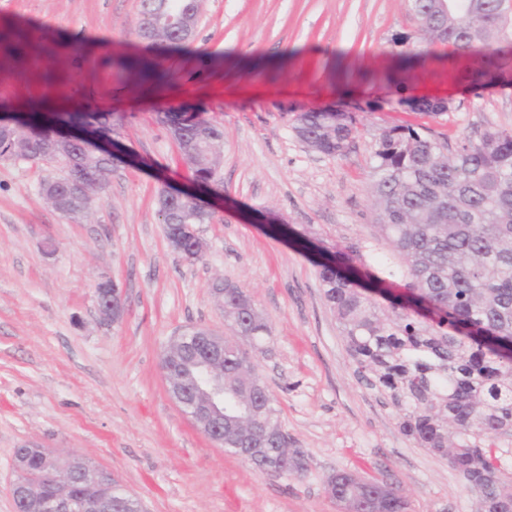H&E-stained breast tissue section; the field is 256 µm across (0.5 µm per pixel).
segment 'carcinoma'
Here are the masks:
<instances>
[{
    "instance_id": "1",
    "label": "carcinoma",
    "mask_w": 512,
    "mask_h": 512,
    "mask_svg": "<svg viewBox=\"0 0 512 512\" xmlns=\"http://www.w3.org/2000/svg\"><path fill=\"white\" fill-rule=\"evenodd\" d=\"M457 8L437 19L429 0H412L421 30L439 43L469 55L470 81L498 83L499 45L512 38V19L503 0H456ZM199 0H140L139 35L162 54L186 40L173 24L198 16ZM414 112L438 115L444 101L410 99ZM14 121L0 117V160L35 161L61 138L56 127L105 128L103 112H41L38 105ZM182 161L200 183L220 179L221 124L186 112L162 116ZM296 136L328 156L345 154L357 133L352 112L313 108L299 114ZM409 125L384 130L375 140L372 192L377 207L376 240L389 253L376 256L386 277L371 269L363 246L319 251L316 265L323 296L342 326L347 351L357 367L374 375V386L406 410L401 427L422 448L448 459L470 485L483 512H512V481L496 475L489 448L512 436V132L486 130L461 141L455 152ZM69 178L47 176L45 199L72 218L86 214L102 181L112 171V153L71 145ZM159 214L170 245L187 261L201 257L196 237L182 226L210 220L190 194L161 193ZM400 278L404 293L382 284ZM224 301L232 335L224 338V449L262 473L280 476L307 469V456L288 447L269 390L239 341L256 344L270 327L250 298L229 283L214 286ZM15 460L28 486L17 512H42L53 496L77 490L108 494L116 512H135L130 494L116 483L94 479L79 456L62 467L71 490L51 482L57 465L37 448L22 446ZM326 489L343 512H407L398 486L355 472L330 476Z\"/></svg>"
}]
</instances>
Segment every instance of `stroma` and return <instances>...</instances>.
I'll list each match as a JSON object with an SVG mask.
<instances>
[{
  "instance_id": "35a3bbf8",
  "label": "stroma",
  "mask_w": 512,
  "mask_h": 512,
  "mask_svg": "<svg viewBox=\"0 0 512 512\" xmlns=\"http://www.w3.org/2000/svg\"><path fill=\"white\" fill-rule=\"evenodd\" d=\"M409 0H200L183 51L156 56L164 86L125 58L147 55L139 0H0V113L41 97L112 115L116 158L90 212L69 218L40 195L62 162H0V512H14V450L36 444L111 471L145 512H340L327 476L352 470L400 486L408 512H481L447 460L401 428L402 413L359 373L317 267L285 224L323 247L376 235L373 144L396 124L456 148L512 130V83L474 88L468 56L428 43ZM405 34L408 46L396 44ZM426 51L409 69L404 48ZM444 98L447 112L403 99ZM224 126L220 179L203 198L202 258L172 250L158 194L193 188L158 111ZM354 112L344 155L306 148L298 112ZM115 282L124 313H98ZM241 288L270 326L251 357L305 472L255 471L212 443L172 399L160 356L191 325L226 332L213 286Z\"/></svg>"
}]
</instances>
